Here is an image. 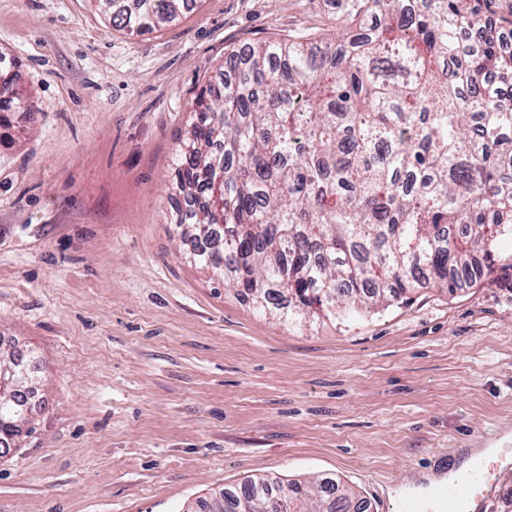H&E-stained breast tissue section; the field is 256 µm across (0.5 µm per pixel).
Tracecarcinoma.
<instances>
[{
    "mask_svg": "<svg viewBox=\"0 0 512 512\" xmlns=\"http://www.w3.org/2000/svg\"><path fill=\"white\" fill-rule=\"evenodd\" d=\"M127 32L195 0H99ZM494 0H340L339 31L259 40L195 100L174 161L195 265L288 324L350 322L422 288L512 277V71ZM0 110L34 112L0 79ZM28 385L0 395V454ZM208 512H367L335 479L256 477Z\"/></svg>",
    "mask_w": 512,
    "mask_h": 512,
    "instance_id": "1",
    "label": "carcinoma"
}]
</instances>
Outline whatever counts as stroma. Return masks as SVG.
I'll use <instances>...</instances> for the list:
<instances>
[{
  "label": "stroma",
  "mask_w": 512,
  "mask_h": 512,
  "mask_svg": "<svg viewBox=\"0 0 512 512\" xmlns=\"http://www.w3.org/2000/svg\"><path fill=\"white\" fill-rule=\"evenodd\" d=\"M336 28L334 0H196L145 33L97 0H0L35 114H0V351L39 396L0 512H181L256 476L332 475L384 512L463 448L512 451V282L419 290L316 330L191 264L173 157L246 43Z\"/></svg>",
  "instance_id": "1"
}]
</instances>
